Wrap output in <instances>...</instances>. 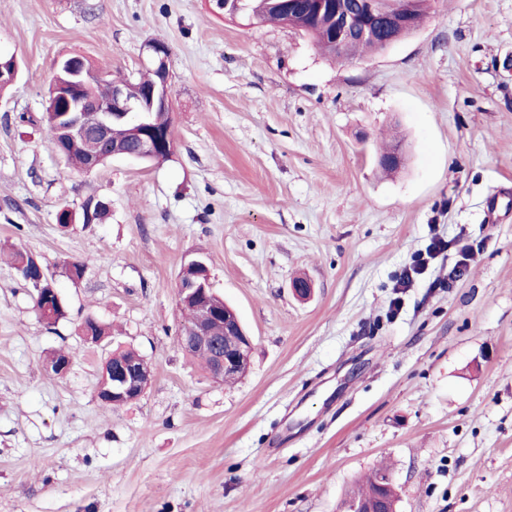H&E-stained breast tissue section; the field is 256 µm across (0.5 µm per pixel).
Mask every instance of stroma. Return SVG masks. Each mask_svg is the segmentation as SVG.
Here are the masks:
<instances>
[{
    "label": "stroma",
    "mask_w": 512,
    "mask_h": 512,
    "mask_svg": "<svg viewBox=\"0 0 512 512\" xmlns=\"http://www.w3.org/2000/svg\"><path fill=\"white\" fill-rule=\"evenodd\" d=\"M152 41L170 49L173 154L71 168L42 122L57 62L120 82ZM0 51L21 65L0 92V246L67 308L44 324L0 258V512H345L381 464L397 512H512V0H434L350 60L212 0H0ZM91 196L105 219L61 229ZM196 256L252 339L231 386L176 343ZM119 346L153 378L113 408L96 390ZM10 257H11L12 264H13L15 270L36 291L35 304H34L35 308H36V306H38L39 310H41L42 305L44 307L51 305L49 312L42 313L40 311V313H38L39 316L42 319H44L48 325H52V324L54 325L57 322H59L60 320L66 318L67 312H66V308H65L63 302H61V304H57L55 301H51V303H50L44 299L45 292L49 291L48 288H50L51 294L48 295V299H50L54 295L56 297V300L60 301V297H59L58 293L55 291L54 288H51V286H53V284H54V281L53 280L51 281V279H49L46 281L44 280L42 282L43 277H44V270L40 266H38V270H37V268L34 264L35 263L34 257L32 255H30L28 252L21 250V249L13 250L10 253ZM37 272H38V275L34 279V282L37 283L38 285L42 283L41 288H42V298L44 299V302H45L44 304H43L42 300H37V298L40 295V292L36 289L35 284H33L32 281H30L28 279L29 277H34V275H36Z\"/></svg>",
    "instance_id": "obj_1"
}]
</instances>
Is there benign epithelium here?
<instances>
[{"instance_id":"7a95c632","label":"benign epithelium","mask_w":512,"mask_h":512,"mask_svg":"<svg viewBox=\"0 0 512 512\" xmlns=\"http://www.w3.org/2000/svg\"><path fill=\"white\" fill-rule=\"evenodd\" d=\"M310 9L334 15L332 35L340 51L355 39L371 41L377 50L383 51L397 41L394 31L412 32L420 23L416 19L418 0H394L391 5L385 4V0H310ZM148 49L153 57V79L145 88L105 80L102 73L89 66L80 55H70L58 62L49 105L50 111L59 113L62 132L71 142L80 137L83 113L100 112L103 138H112V123L124 122L136 142L135 150L116 149L112 156L160 161L173 153L175 141L171 127H158L150 122L151 113L169 112L172 108L169 49L159 42L148 44ZM19 73L16 56L0 53V85L13 84ZM188 269L192 276L179 277L178 298L181 306L195 309L196 319L180 331L179 346L187 349L198 338L207 336L213 349L210 378L222 382L232 373L244 374L250 362L251 340L236 311L226 304L210 302L214 291L203 259L188 260L183 270ZM151 378V366L145 361L106 366L97 398L104 404L135 401Z\"/></svg>"}]
</instances>
